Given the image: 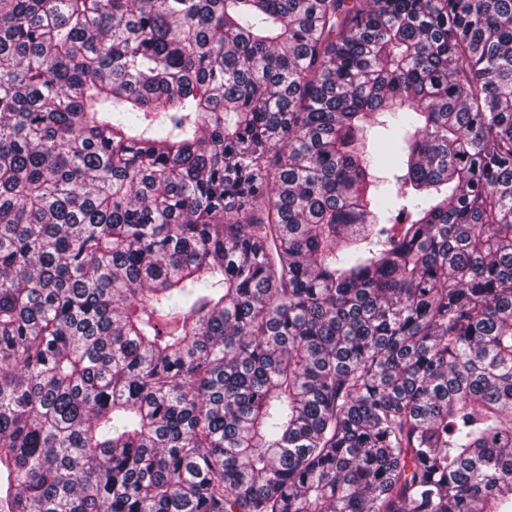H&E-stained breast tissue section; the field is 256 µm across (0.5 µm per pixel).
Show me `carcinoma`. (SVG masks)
<instances>
[{
	"mask_svg": "<svg viewBox=\"0 0 512 512\" xmlns=\"http://www.w3.org/2000/svg\"><path fill=\"white\" fill-rule=\"evenodd\" d=\"M0 512H512V0H0Z\"/></svg>",
	"mask_w": 512,
	"mask_h": 512,
	"instance_id": "carcinoma-1",
	"label": "carcinoma"
}]
</instances>
